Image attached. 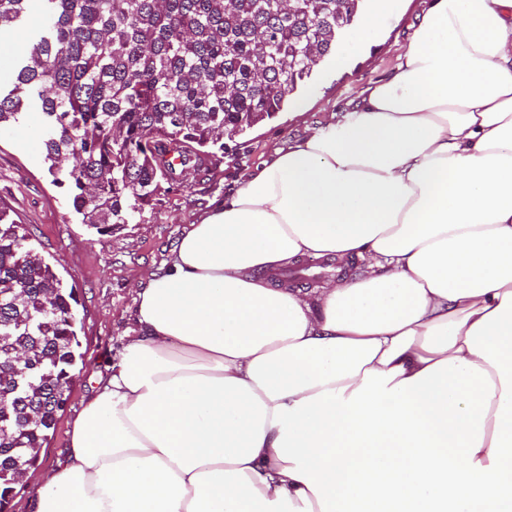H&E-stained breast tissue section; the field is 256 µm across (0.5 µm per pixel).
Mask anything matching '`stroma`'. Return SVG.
I'll use <instances>...</instances> for the list:
<instances>
[{
    "label": "stroma",
    "mask_w": 512,
    "mask_h": 512,
    "mask_svg": "<svg viewBox=\"0 0 512 512\" xmlns=\"http://www.w3.org/2000/svg\"><path fill=\"white\" fill-rule=\"evenodd\" d=\"M428 7V0H399L383 28L358 50L342 38L334 56L314 67L303 106H286L276 117L245 135L226 140L223 155L183 184L165 187L153 206L132 224L102 235L81 222L65 189L52 184L43 163L37 114L0 128V205L8 206L31 235L40 255L64 285L74 288L82 324L83 358L72 392L59 411L40 452L38 471L56 466L69 447L74 419L106 374L131 324L134 300L145 274L159 267L186 224L223 196L249 167L259 164L283 141L329 121L351 104L365 86L388 79ZM292 288L308 291L336 276L335 262L304 256L284 272Z\"/></svg>",
    "instance_id": "35a3bbf8"
}]
</instances>
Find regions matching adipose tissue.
Wrapping results in <instances>:
<instances>
[{"label": "adipose tissue", "instance_id": "obj_1", "mask_svg": "<svg viewBox=\"0 0 512 512\" xmlns=\"http://www.w3.org/2000/svg\"><path fill=\"white\" fill-rule=\"evenodd\" d=\"M367 263L301 294L297 257ZM35 512H512V0H431L137 293Z\"/></svg>", "mask_w": 512, "mask_h": 512}]
</instances>
